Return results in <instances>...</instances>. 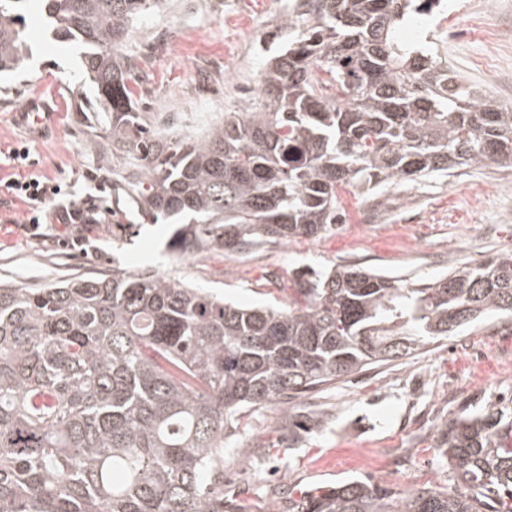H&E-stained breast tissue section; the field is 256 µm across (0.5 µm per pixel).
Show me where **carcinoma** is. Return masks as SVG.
<instances>
[{
	"label": "carcinoma",
	"mask_w": 512,
	"mask_h": 512,
	"mask_svg": "<svg viewBox=\"0 0 512 512\" xmlns=\"http://www.w3.org/2000/svg\"><path fill=\"white\" fill-rule=\"evenodd\" d=\"M22 2L0 0V73L27 65ZM40 2L112 113V150L148 156L124 180L144 218L174 225L173 254L315 238L336 224L346 186L512 168V108L400 36L430 0H296L262 107L177 144L127 133L135 65L123 48L155 0ZM488 315L512 321V251L429 282L356 264L303 271L284 308L149 270L0 285V512H224L204 475L224 462V430L242 410L411 358ZM439 447L459 491L396 496L348 480L297 512H512V420L491 406L459 416Z\"/></svg>",
	"instance_id": "carcinoma-1"
}]
</instances>
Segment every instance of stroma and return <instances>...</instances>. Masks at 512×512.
Masks as SVG:
<instances>
[{"label": "stroma", "mask_w": 512, "mask_h": 512, "mask_svg": "<svg viewBox=\"0 0 512 512\" xmlns=\"http://www.w3.org/2000/svg\"><path fill=\"white\" fill-rule=\"evenodd\" d=\"M407 36L432 42L449 66L492 99L512 105V0H447ZM293 0H166L134 22L124 47L138 65L134 102L142 132L196 139L225 113L260 102L262 72ZM23 22L34 51L23 73L0 79V151L26 143L36 172L74 201L91 200L90 223L23 224L25 205L0 193V281L45 287L114 267L152 268L242 305L288 304L297 273L356 263L428 281L451 267L512 250V170L462 168L363 196L339 192V222L315 239L266 245L232 259L201 252L168 258L169 225L144 220L122 189L140 153L113 154L108 113L78 55L47 32L39 0ZM48 100L55 126L40 135L12 118L30 97ZM498 405L512 417V326L484 323L426 345L410 359L373 365L336 384L238 414L224 432V512H294L318 487L358 480L396 494L454 490L438 433L462 414Z\"/></svg>", "instance_id": "1"}]
</instances>
